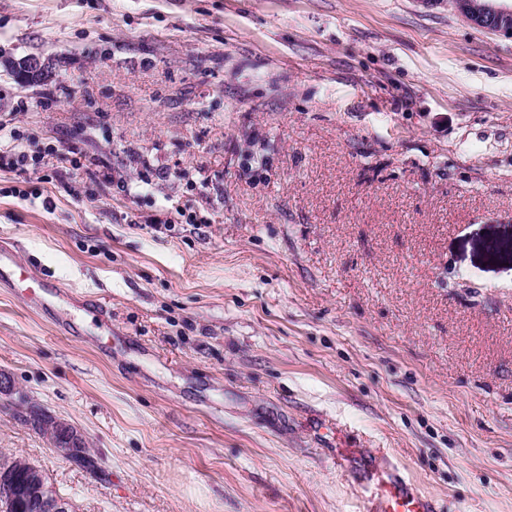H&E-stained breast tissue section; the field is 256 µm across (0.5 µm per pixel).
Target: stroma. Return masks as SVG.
<instances>
[{
  "mask_svg": "<svg viewBox=\"0 0 512 512\" xmlns=\"http://www.w3.org/2000/svg\"><path fill=\"white\" fill-rule=\"evenodd\" d=\"M35 56L28 86L11 71ZM0 453L76 512H512V38L453 0H0ZM106 325L93 327L96 304ZM6 126L0 124V167L8 166L12 169L20 167V172L25 173L26 169L23 166L26 165L28 160V153L26 146L19 141V136L10 130L5 131ZM8 283L12 288H23L22 298L32 309L39 310L48 306L57 295L52 284L34 276L13 256L10 249L0 250V284ZM24 404L27 405L25 416H23L22 419L25 425L29 426L35 432L44 435L48 425L59 424L63 427V429L58 437V445H68L69 442L66 439L68 437V434L67 431L64 429V427L68 424L62 421H56V419L52 415L48 414L42 408L30 404L27 400L24 402ZM371 512H433L429 496L405 483L388 480L381 485L378 501Z\"/></svg>",
  "mask_w": 512,
  "mask_h": 512,
  "instance_id": "1",
  "label": "stroma"
}]
</instances>
